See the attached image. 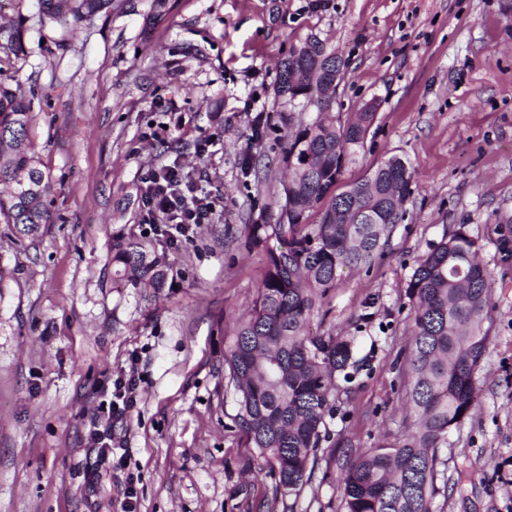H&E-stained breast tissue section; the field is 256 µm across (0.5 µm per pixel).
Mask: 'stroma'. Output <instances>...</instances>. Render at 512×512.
<instances>
[{
	"instance_id": "obj_1",
	"label": "stroma",
	"mask_w": 512,
	"mask_h": 512,
	"mask_svg": "<svg viewBox=\"0 0 512 512\" xmlns=\"http://www.w3.org/2000/svg\"><path fill=\"white\" fill-rule=\"evenodd\" d=\"M0 24L22 27L0 80L36 92L30 138L52 216L33 239L0 223V512H121L130 484L138 512H336L327 447L301 495L273 501L224 380V334L266 270L244 226L281 190L277 64L310 34L346 62L337 119L375 112L343 183L393 155L414 170L384 259L344 271L309 324L354 337L367 365L329 431L359 448L399 438L407 281L466 225L491 273L488 346L478 405L438 450L434 508L512 512V261L498 246L512 228V0H106L71 31L37 0H0ZM256 97L267 126L253 144ZM152 126L159 138L143 140ZM175 162L214 201L212 221L174 247L153 238L164 287L118 283L112 243L148 229L141 177ZM132 365L136 404L116 424L127 451L89 488V421Z\"/></svg>"
}]
</instances>
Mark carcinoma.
Listing matches in <instances>:
<instances>
[{
  "label": "carcinoma",
  "instance_id": "carcinoma-1",
  "mask_svg": "<svg viewBox=\"0 0 512 512\" xmlns=\"http://www.w3.org/2000/svg\"><path fill=\"white\" fill-rule=\"evenodd\" d=\"M38 2L62 26L104 6V0ZM21 50L20 31L0 27V55ZM338 70L345 62L315 36L292 46L279 65L274 95L290 177L275 209L262 208L245 225L244 247L264 250L267 267L251 310L224 336V380L236 395L235 425L273 478V498L298 496L312 479L322 442L330 441L342 477L339 512H435L437 450L476 404L490 273L465 224L430 245L407 282L414 312L406 385L411 427L394 446L356 449L345 436L330 440L327 418L350 396L364 365L354 359L352 338L311 336L307 322L329 304L345 269H368L384 256L405 218L413 176L410 165L391 156L336 192L375 119L360 112L342 124L323 111L322 88ZM34 96L0 81V185L10 184L0 197V220L20 239L50 223L49 175L31 152ZM306 109L316 117L296 119ZM112 267L132 286L159 288L167 262L145 240H120L112 243Z\"/></svg>",
  "mask_w": 512,
  "mask_h": 512
}]
</instances>
